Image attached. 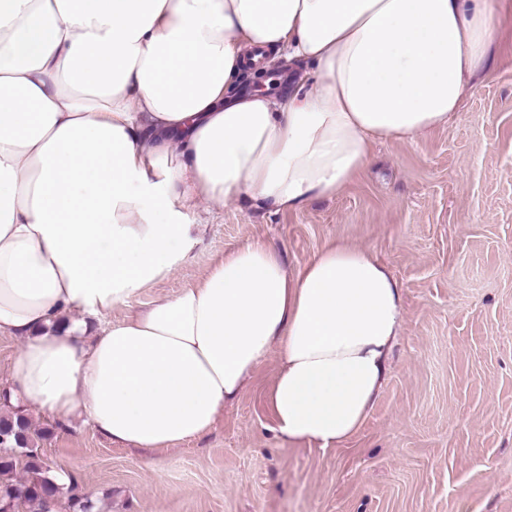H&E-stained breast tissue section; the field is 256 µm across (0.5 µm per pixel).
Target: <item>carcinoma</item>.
Here are the masks:
<instances>
[{
  "instance_id": "1",
  "label": "carcinoma",
  "mask_w": 512,
  "mask_h": 512,
  "mask_svg": "<svg viewBox=\"0 0 512 512\" xmlns=\"http://www.w3.org/2000/svg\"><path fill=\"white\" fill-rule=\"evenodd\" d=\"M51 431L36 430L28 414L21 410L0 411V506L20 501L23 512H52L62 497L73 512H92L91 501L80 495L75 479L68 486L56 484L50 469L39 452V445ZM24 479H15L16 472Z\"/></svg>"
}]
</instances>
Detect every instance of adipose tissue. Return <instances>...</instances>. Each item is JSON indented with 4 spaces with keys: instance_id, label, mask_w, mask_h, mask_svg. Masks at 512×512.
Listing matches in <instances>:
<instances>
[{
    "instance_id": "1",
    "label": "adipose tissue",
    "mask_w": 512,
    "mask_h": 512,
    "mask_svg": "<svg viewBox=\"0 0 512 512\" xmlns=\"http://www.w3.org/2000/svg\"><path fill=\"white\" fill-rule=\"evenodd\" d=\"M499 27L496 0H0L11 406L166 450L209 433L273 355L284 440L355 436L405 323L366 248L331 243L295 270L250 242L175 297L88 322L172 276L202 204L296 211L338 195L373 142L447 126Z\"/></svg>"
}]
</instances>
